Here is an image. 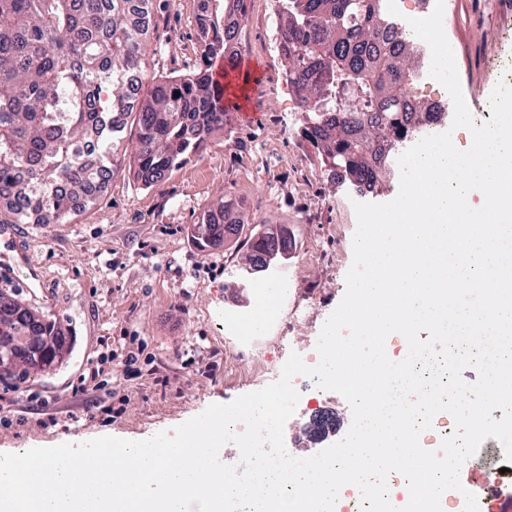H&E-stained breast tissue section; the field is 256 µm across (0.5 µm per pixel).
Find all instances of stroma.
Wrapping results in <instances>:
<instances>
[{
  "label": "stroma",
  "mask_w": 512,
  "mask_h": 512,
  "mask_svg": "<svg viewBox=\"0 0 512 512\" xmlns=\"http://www.w3.org/2000/svg\"><path fill=\"white\" fill-rule=\"evenodd\" d=\"M194 0H153L144 87L194 70L200 43ZM275 0H250L238 52L264 68L240 104L250 122H230L207 149L146 187L132 170L114 175L99 202L66 224H23L22 276L0 277V293L55 322L67 338L53 369L0 379V449L51 447L112 436L142 440L277 381L291 353L307 356L346 290L361 193L334 175L303 138L304 114L285 80L277 48ZM443 27L463 97L482 109L512 62V0H444ZM227 202L240 235L199 249L193 224ZM280 224L288 256L279 329L255 346L224 333V313L251 299L244 266L251 235ZM136 355L126 365L127 355ZM295 414L284 426L287 452L310 457L322 444L302 429L334 412L336 439L353 415L338 393L303 377Z\"/></svg>",
  "instance_id": "obj_1"
}]
</instances>
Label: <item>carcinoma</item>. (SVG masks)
Returning a JSON list of instances; mask_svg holds the SVG:
<instances>
[{
  "label": "carcinoma",
  "mask_w": 512,
  "mask_h": 512,
  "mask_svg": "<svg viewBox=\"0 0 512 512\" xmlns=\"http://www.w3.org/2000/svg\"><path fill=\"white\" fill-rule=\"evenodd\" d=\"M279 46L286 77L312 113L303 137L324 164L359 188L387 174L385 153L407 142L401 103L413 78L394 48L381 0H280ZM153 0H0V224H67L101 197L97 172L81 163L97 145L114 174L123 159L127 118L136 121L135 178L153 186L206 150L224 129L213 66L236 56V20L248 0H196L200 60L193 74L145 95L128 78L144 74ZM224 204L192 227L198 246L239 234ZM254 234L252 256L274 248Z\"/></svg>",
  "instance_id": "1"
}]
</instances>
